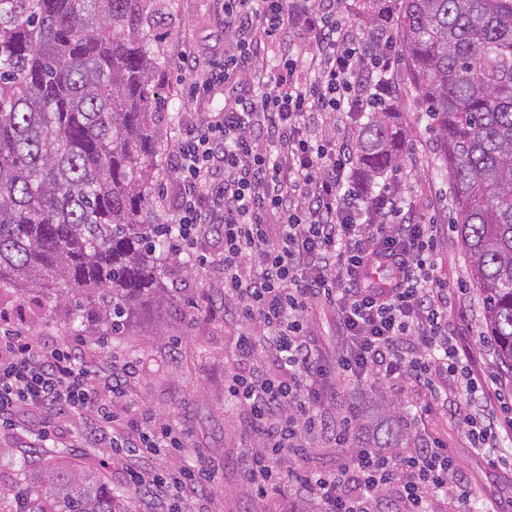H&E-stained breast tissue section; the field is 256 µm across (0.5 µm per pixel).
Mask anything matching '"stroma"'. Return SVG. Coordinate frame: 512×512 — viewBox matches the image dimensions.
Wrapping results in <instances>:
<instances>
[{
	"label": "stroma",
	"mask_w": 512,
	"mask_h": 512,
	"mask_svg": "<svg viewBox=\"0 0 512 512\" xmlns=\"http://www.w3.org/2000/svg\"><path fill=\"white\" fill-rule=\"evenodd\" d=\"M160 21L149 32L151 49L160 51L164 63L154 74L164 99L161 110L163 137L158 160L161 172L152 188L156 214L169 223L172 207L167 194L177 178L171 166L180 130L189 112H217L224 107V89L191 98V79L181 70L178 59L191 52L222 61L224 35L216 0H171ZM398 95L395 119L407 134L403 160L379 177V184L400 190L416 205L427 220L438 224L435 260L439 276L450 285H462L464 293L457 315L448 321L450 332L473 344L476 368L497 375L504 392L512 391V378L504 375L494 346H480L484 334L482 295L470 279L467 257L450 223L448 182L437 171L436 143L412 90V75L407 62H400L394 73ZM175 295L172 305L146 303L140 316L124 336L105 338V329L94 322L74 329L68 325L67 300H47L40 288L12 289L0 298V309L7 311L13 325L29 335L60 343L82 337L88 354L94 358L139 362L138 377L127 397L131 416L150 411L183 430L190 447L203 449L221 464L218 493L197 502L198 512H313L314 502L306 493L285 486L282 491L258 498L246 491L240 458L256 440L248 428L247 413L226 394L228 374L240 368L232 352L238 330L234 318L224 310V284L200 268L176 264L167 280ZM399 388L377 393L372 384L346 385L337 400L327 408V418L356 412H376L380 400L407 399ZM60 430L49 455L73 458L102 472L113 487L127 488L126 463L112 457L107 448H75L71 445L69 415H62ZM414 439L437 436L447 441L464 476L470 477L477 492L462 512H512V440L504 441L498 454L500 467H490L469 447L448 416L436 413L408 425ZM26 423L0 433V483L16 479L14 460L36 456L27 445Z\"/></svg>",
	"instance_id": "1"
}]
</instances>
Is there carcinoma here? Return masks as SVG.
Instances as JSON below:
<instances>
[{"instance_id": "obj_1", "label": "carcinoma", "mask_w": 512, "mask_h": 512, "mask_svg": "<svg viewBox=\"0 0 512 512\" xmlns=\"http://www.w3.org/2000/svg\"><path fill=\"white\" fill-rule=\"evenodd\" d=\"M157 0H0V291L40 284L97 305L112 336L145 302L173 301L168 229L151 184L162 139ZM401 36L415 98L451 189L455 232L483 295L486 332L512 374V0H368ZM404 139L372 113L354 147L372 181ZM354 448H413L386 401ZM128 493L78 463L25 461L0 512H131Z\"/></svg>"}]
</instances>
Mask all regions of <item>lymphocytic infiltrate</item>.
Segmentation results:
<instances>
[{
  "mask_svg": "<svg viewBox=\"0 0 512 512\" xmlns=\"http://www.w3.org/2000/svg\"><path fill=\"white\" fill-rule=\"evenodd\" d=\"M342 2L224 0L223 63L181 57L194 89L221 85L228 95L222 111L193 113L175 151L173 249L219 270L239 322L235 352L251 366L225 388L258 441L240 459L250 493L289 477L321 512H370L390 488L395 512H443L473 491L438 438L396 453L354 448L330 473L299 467L312 435L332 431L341 446L349 439L353 416L334 425L324 412L341 380L425 388L417 415L448 409L475 452L490 458L512 436V396L473 368L470 346L448 330L459 291L436 273V225L399 190L368 193L348 136L334 128L343 116L388 109L399 65L392 36H360ZM298 43L312 76L300 73ZM270 56L273 68L260 67ZM211 234L219 250L200 249ZM372 263L392 269L387 287L369 284ZM316 303L336 312L332 360L309 327ZM136 375V361L89 358L79 339H36L0 312V431L28 418L29 444L43 448L59 416L73 414V447L110 449L128 460L129 483L159 512H188L215 489L218 469L200 456L184 461L187 441L167 420L148 411L129 419L123 400ZM450 390L465 393L464 403L444 401ZM144 455L183 463L146 474L132 464Z\"/></svg>",
  "mask_w": 512,
  "mask_h": 512,
  "instance_id": "1",
  "label": "lymphocytic infiltrate"
}]
</instances>
